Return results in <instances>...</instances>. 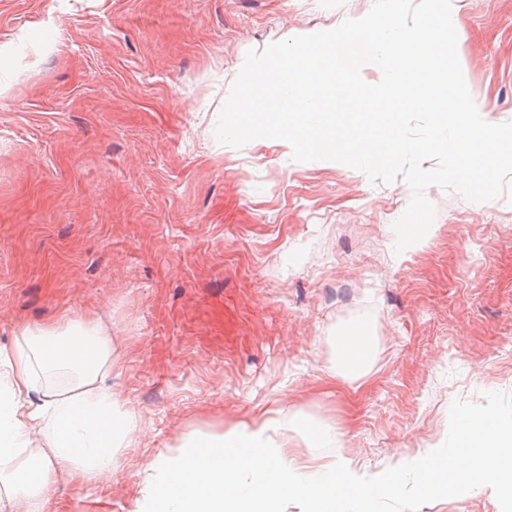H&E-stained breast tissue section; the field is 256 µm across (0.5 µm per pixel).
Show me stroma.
<instances>
[{
	"label": "stroma",
	"instance_id": "1",
	"mask_svg": "<svg viewBox=\"0 0 512 512\" xmlns=\"http://www.w3.org/2000/svg\"><path fill=\"white\" fill-rule=\"evenodd\" d=\"M373 0H0V347L71 310L112 337L134 412L120 466L60 477L44 512H134L145 467L190 433L262 417L300 461L374 474L440 446L454 400L512 393V203L412 192L280 139L215 128L248 51L331 30ZM481 117L512 120V0H452ZM374 336L340 377L336 338ZM321 434L308 438L306 426ZM421 512H500L491 488Z\"/></svg>",
	"mask_w": 512,
	"mask_h": 512
}]
</instances>
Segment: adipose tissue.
<instances>
[{"instance_id":"ef3b65f1","label":"adipose tissue","mask_w":512,"mask_h":512,"mask_svg":"<svg viewBox=\"0 0 512 512\" xmlns=\"http://www.w3.org/2000/svg\"><path fill=\"white\" fill-rule=\"evenodd\" d=\"M336 358L345 376H363L369 336L337 337ZM111 374L112 338L87 315L25 326L0 348V512H43L59 475L90 484L116 470L136 424Z\"/></svg>"}]
</instances>
